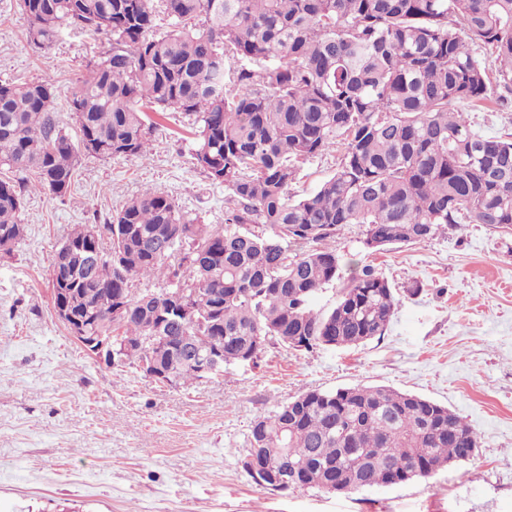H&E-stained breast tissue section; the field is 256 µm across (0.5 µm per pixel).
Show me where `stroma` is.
<instances>
[{
	"label": "stroma",
	"instance_id": "35a3bbf8",
	"mask_svg": "<svg viewBox=\"0 0 512 512\" xmlns=\"http://www.w3.org/2000/svg\"><path fill=\"white\" fill-rule=\"evenodd\" d=\"M26 28L18 0H0V80L52 77L54 108L72 125L69 102L107 37L72 30L44 51ZM149 120V159L82 157L66 197L26 196L24 236L0 256V512H512V233L473 224L372 251L361 225L346 226L336 240L343 276L367 264L399 294L385 335L355 348L271 342L257 363L175 387L108 367L70 336L50 276L75 225L111 221L146 188L205 223L224 221V190L197 166L188 119ZM356 385L447 406L479 448L431 477L354 493L252 480L242 460L254 420L305 392Z\"/></svg>",
	"mask_w": 512,
	"mask_h": 512
}]
</instances>
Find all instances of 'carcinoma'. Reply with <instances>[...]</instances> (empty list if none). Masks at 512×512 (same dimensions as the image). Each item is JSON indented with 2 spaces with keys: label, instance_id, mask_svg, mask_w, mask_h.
<instances>
[{
  "label": "carcinoma",
  "instance_id": "carcinoma-1",
  "mask_svg": "<svg viewBox=\"0 0 512 512\" xmlns=\"http://www.w3.org/2000/svg\"><path fill=\"white\" fill-rule=\"evenodd\" d=\"M28 41L51 49L69 28L108 37L70 100L74 140L54 111L53 79L0 82V254L22 239L29 184L64 197L81 155H150L144 112L179 111L194 158L224 187V223L183 213L147 188L107 224L75 226L69 287L112 337V366L159 353L177 384L202 379L186 349L254 362L274 339L297 350L351 348L385 335L396 289L364 266L341 280L336 236L420 244L470 224L512 230V133L489 137L453 101L505 103L474 46L490 45L512 93V0H19ZM339 149L335 173L299 198L298 163ZM266 224L271 236L248 229ZM301 252H294V247ZM152 278L161 288L142 284ZM337 287L334 307L311 306ZM187 291L169 322L165 293ZM140 294L130 298L131 290ZM130 304L119 314L115 307ZM131 351L125 353L123 348ZM479 436L448 407L385 386L304 393L254 421L264 466L298 467L290 487L340 492L407 483L465 461Z\"/></svg>",
  "mask_w": 512,
  "mask_h": 512
}]
</instances>
